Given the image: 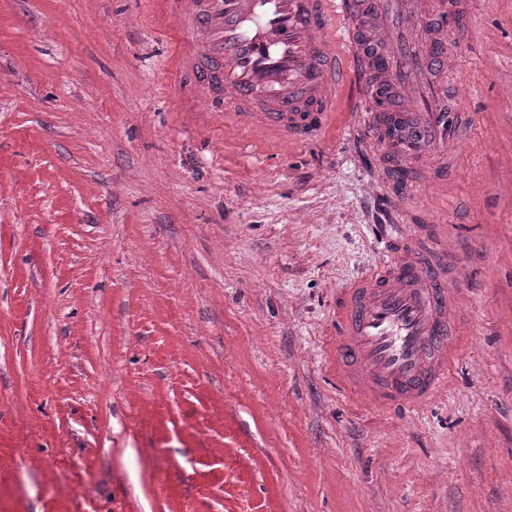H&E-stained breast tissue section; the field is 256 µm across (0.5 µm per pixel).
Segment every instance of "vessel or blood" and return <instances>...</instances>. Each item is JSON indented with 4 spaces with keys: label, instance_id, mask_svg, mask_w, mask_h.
Wrapping results in <instances>:
<instances>
[{
    "label": "vessel or blood",
    "instance_id": "obj_1",
    "mask_svg": "<svg viewBox=\"0 0 512 512\" xmlns=\"http://www.w3.org/2000/svg\"><path fill=\"white\" fill-rule=\"evenodd\" d=\"M197 96L226 124L283 144L362 115L383 152L421 161L468 141L440 77L466 16L448 0H155ZM442 235L398 246L336 296L327 357L337 386L380 411L447 391L468 336Z\"/></svg>",
    "mask_w": 512,
    "mask_h": 512
}]
</instances>
